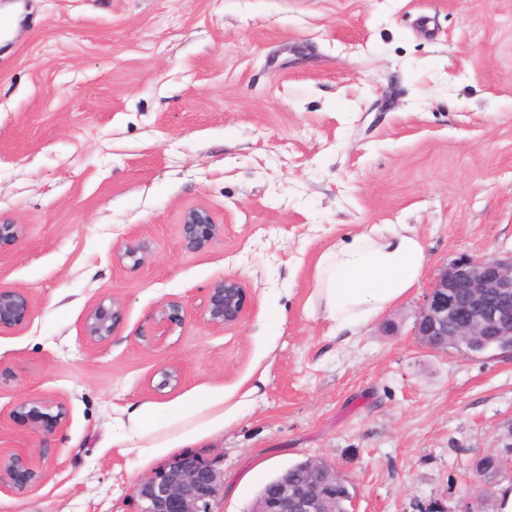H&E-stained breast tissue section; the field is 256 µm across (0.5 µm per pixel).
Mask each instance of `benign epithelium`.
Masks as SVG:
<instances>
[{"label": "benign epithelium", "mask_w": 512, "mask_h": 512, "mask_svg": "<svg viewBox=\"0 0 512 512\" xmlns=\"http://www.w3.org/2000/svg\"><path fill=\"white\" fill-rule=\"evenodd\" d=\"M182 247L199 252L224 236V225L215 222L205 207L187 210L181 220ZM26 226L0 222V247L19 242ZM146 247L128 245L118 251V261L144 260ZM248 290L236 276L214 283L205 302L206 324L228 328L242 322L249 310ZM33 298L22 288L0 286V335L25 328ZM123 304L112 299L93 305L80 324L81 335L92 346L107 343L118 327ZM187 312L178 302H162L155 309V321L161 335L168 336L182 327ZM414 333L433 351L446 352L452 336H499L509 341L504 352H512V255L508 257L465 256L450 263L437 274L420 304ZM182 379L180 367L172 365L160 371L155 390L177 386ZM56 413H51V409ZM13 412L25 415L38 432H50L62 426L67 412L61 402L19 401ZM217 455L187 453L173 455L148 477L136 483L134 495L139 512H214L213 505L224 486V471ZM45 477L37 452L14 448L0 452V491H23L40 484ZM336 477L319 462L308 465L307 477L290 481L288 477L260 498L257 512H334Z\"/></svg>", "instance_id": "obj_1"}]
</instances>
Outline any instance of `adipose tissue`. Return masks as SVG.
Listing matches in <instances>:
<instances>
[{"instance_id": "1", "label": "adipose tissue", "mask_w": 512, "mask_h": 512, "mask_svg": "<svg viewBox=\"0 0 512 512\" xmlns=\"http://www.w3.org/2000/svg\"><path fill=\"white\" fill-rule=\"evenodd\" d=\"M426 255L418 235L407 225L353 234L328 246L315 264L310 297L331 337L351 336L359 326L400 301L419 281ZM258 386L231 391L197 412L171 416L141 410L116 443H133L142 456L161 448H182L201 437L224 431L243 410L255 405Z\"/></svg>"}]
</instances>
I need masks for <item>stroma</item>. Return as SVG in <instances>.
<instances>
[{"mask_svg": "<svg viewBox=\"0 0 512 512\" xmlns=\"http://www.w3.org/2000/svg\"><path fill=\"white\" fill-rule=\"evenodd\" d=\"M0 38V284L34 299L0 335V449H41L39 485L0 512H138L133 487L170 448L113 446L131 412L173 413L260 383L256 406L194 445L221 455L215 512H250L288 466L318 459L348 512L479 506L474 462L512 426V357L430 350L415 314L439 270L512 253V0H19ZM204 207L224 237L192 253ZM405 224L425 248L410 294L347 342L308 309L314 264L361 229ZM147 242L141 264L119 246ZM241 278L238 326L203 320ZM124 316L86 345L101 300ZM187 309L150 345L160 302ZM176 388L157 392L162 368ZM265 382H258L259 373ZM64 403L49 439L9 412ZM180 227L182 247L189 252L205 250L224 236L223 224H216L212 213L204 207L187 210ZM248 290L237 276H224L207 292L206 324L213 328H228L242 322L249 310ZM123 312V304L117 299L110 300L109 305H105V301L98 302L87 311L81 322V335L91 346L107 343L118 327Z\"/></svg>", "mask_w": 512, "mask_h": 512, "instance_id": "obj_1", "label": "stroma"}]
</instances>
